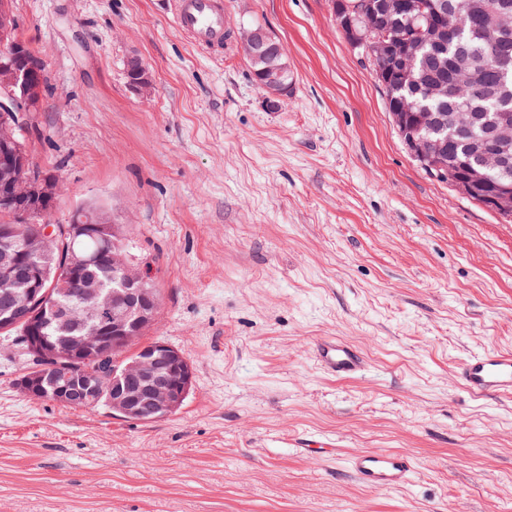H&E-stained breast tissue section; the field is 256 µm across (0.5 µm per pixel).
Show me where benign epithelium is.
<instances>
[{"mask_svg": "<svg viewBox=\"0 0 512 512\" xmlns=\"http://www.w3.org/2000/svg\"><path fill=\"white\" fill-rule=\"evenodd\" d=\"M386 9L402 16L408 29L376 37L374 16L358 12L348 17L350 47L372 59H391L393 70L385 72V78L392 73L412 74L419 65L417 43L440 46L448 39V29L429 18L423 0H386ZM239 41L253 65L252 73L267 106L276 107L291 89L285 67L271 63L272 57L284 52L282 44L260 25L241 26ZM484 41L494 49L512 42V7L507 3H499L485 23ZM40 78L41 73L33 68L0 64V110L12 115V120L0 121V206L10 212L11 223L37 225L33 235H20L12 228L0 232V329L22 326L26 354L34 361L51 358L57 363L54 399L64 406L87 403L105 381L100 366L111 353L134 349L135 355L112 371V401L107 406L112 414L125 419L160 421L181 408L193 384V366L184 351L165 342L140 343L156 320L160 294L147 270L118 243H113L109 257L111 288L88 271L96 263L95 255L71 252L67 281L78 289L79 300L85 303L89 327L85 335L55 340L41 336L44 311H49L63 329L74 319L73 310L58 305L53 288L46 286V262L62 237H73L91 225L105 238H115L121 230L100 217L93 222L73 219L64 225L46 220V203L57 198L60 182L55 174L34 162L20 141L21 131L29 126L31 112L37 107ZM127 78L133 92L149 93L152 76L142 61L134 59L128 64ZM456 86L471 95L485 94L475 80L474 67L465 60L458 67ZM392 118L417 164L436 171L441 179L448 178V172L456 166L448 161L445 143L419 135L425 126H445L446 116L422 111L410 116L408 110L397 109ZM468 153L474 163L468 166L466 176L454 179V184L500 215L512 217V184L508 183L512 113H498L488 134L471 141ZM41 383L42 374L33 368L17 380L16 387L28 397L44 398Z\"/></svg>", "mask_w": 512, "mask_h": 512, "instance_id": "7a95c632", "label": "benign epithelium"}]
</instances>
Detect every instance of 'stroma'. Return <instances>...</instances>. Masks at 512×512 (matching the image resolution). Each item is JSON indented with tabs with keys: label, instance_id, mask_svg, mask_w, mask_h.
<instances>
[{
	"label": "stroma",
	"instance_id": "stroma-1",
	"mask_svg": "<svg viewBox=\"0 0 512 512\" xmlns=\"http://www.w3.org/2000/svg\"><path fill=\"white\" fill-rule=\"evenodd\" d=\"M222 2L213 52L176 0H13L52 87L25 134L61 182L49 219L93 204L121 225L161 295L146 338L194 381L154 423L71 409L19 394L29 361L0 338V512H512V396L457 379L512 351V223L412 160L332 0ZM254 24L294 75L275 109L237 37ZM323 336L365 372L324 373ZM314 433L336 448L289 447ZM378 449L414 457L409 486L357 483L348 458ZM129 88L139 95L148 94L152 86V76L148 67L139 59H133L127 66Z\"/></svg>",
	"mask_w": 512,
	"mask_h": 512
}]
</instances>
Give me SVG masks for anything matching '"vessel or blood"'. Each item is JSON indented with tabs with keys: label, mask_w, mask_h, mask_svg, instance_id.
Masks as SVG:
<instances>
[{
	"label": "vessel or blood",
	"mask_w": 512,
	"mask_h": 512,
	"mask_svg": "<svg viewBox=\"0 0 512 512\" xmlns=\"http://www.w3.org/2000/svg\"><path fill=\"white\" fill-rule=\"evenodd\" d=\"M175 24L198 45L222 44L225 21L221 0H177ZM313 357L326 374L336 378L355 376L363 368L359 349L337 337L318 340ZM459 378L463 388L474 396L511 397L512 353L488 350L471 355L462 363ZM348 469L363 487L393 490L411 483L416 463L403 452L373 450L350 457Z\"/></svg>",
	"instance_id": "vessel-or-blood-1"
}]
</instances>
